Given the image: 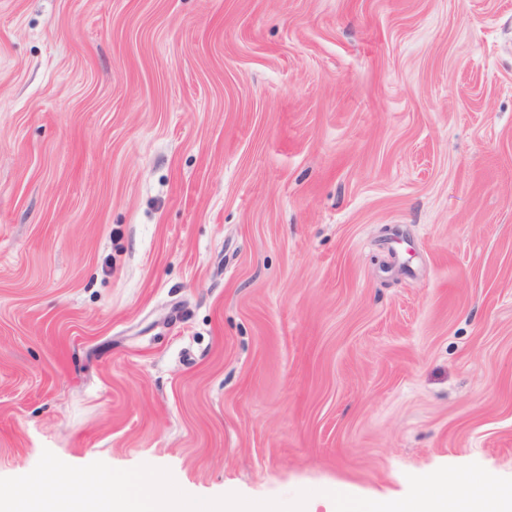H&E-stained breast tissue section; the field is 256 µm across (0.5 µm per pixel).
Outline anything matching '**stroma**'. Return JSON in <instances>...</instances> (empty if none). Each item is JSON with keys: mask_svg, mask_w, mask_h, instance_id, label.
Returning <instances> with one entry per match:
<instances>
[{"mask_svg": "<svg viewBox=\"0 0 512 512\" xmlns=\"http://www.w3.org/2000/svg\"><path fill=\"white\" fill-rule=\"evenodd\" d=\"M46 449L512 477V0H0V477Z\"/></svg>", "mask_w": 512, "mask_h": 512, "instance_id": "stroma-1", "label": "stroma"}]
</instances>
